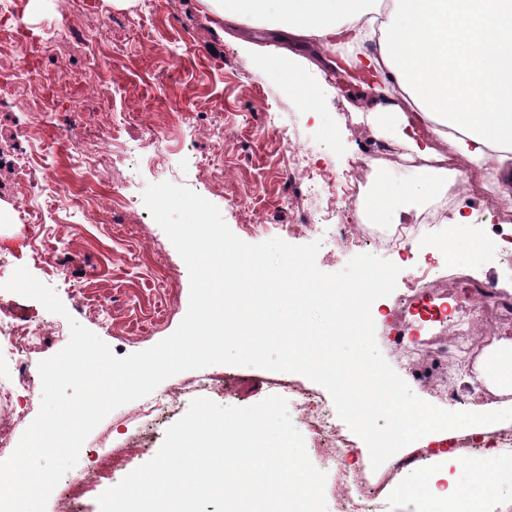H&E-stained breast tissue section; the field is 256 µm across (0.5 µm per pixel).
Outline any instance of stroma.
I'll return each instance as SVG.
<instances>
[{
	"instance_id": "35a3bbf8",
	"label": "stroma",
	"mask_w": 512,
	"mask_h": 512,
	"mask_svg": "<svg viewBox=\"0 0 512 512\" xmlns=\"http://www.w3.org/2000/svg\"><path fill=\"white\" fill-rule=\"evenodd\" d=\"M17 25L27 39L0 42V80L24 68L32 78L19 80L17 104L0 105V274L8 278L26 267L54 288L68 317L97 334L115 356L148 349L172 335L189 304L187 266L144 206L148 184L189 187L215 204L231 231L247 243L279 238L305 245L321 235L304 227V209L330 206L332 198L327 192L306 195L288 144L307 148L311 168L328 179L342 177L358 163L368 166L355 214L373 215L380 224L394 223L393 201L419 174L420 160L402 159L395 151L375 155L377 139L360 117L365 103L359 96L340 92L332 81L320 86L307 75L302 78L307 94L294 92L286 85L287 73L265 68L236 42L220 39L194 0H93L85 13L68 10L66 0H12L9 10H0V28L9 34ZM58 81L66 82L68 94L52 115L41 107L43 90ZM93 85L103 96L89 114L87 89ZM20 152L31 153L55 183L76 194V201L61 203L46 192L31 205L36 221L22 220L8 167ZM463 179L470 190L459 206L474 213L477 228L490 236L496 213L506 208L501 193L478 168L467 169ZM455 254L476 279L512 292V268L502 264L497 251L461 244ZM387 259L400 273L393 294L378 301L379 350L416 396L448 408L440 382L462 384V366L480 354V337L490 329L512 334V315L479 316L466 301L443 297L452 265L440 253L422 251L420 244ZM414 267L436 275L437 285L401 354L393 345L405 326L397 299L406 293ZM0 303L56 332L28 352L31 390L0 392V420L11 425L6 446L12 450L40 409L38 364L67 344L69 326L67 317L17 293L0 292ZM447 307L457 323L453 331L433 318ZM279 379L318 388L298 373L224 364L166 379L152 393L171 402L157 424L139 431L137 400L111 412L86 439L76 466L51 494L47 512H60L73 483L96 467L102 440H109L120 461L109 475L86 486L78 512H100L98 496L157 454L167 428L193 399L250 406L272 395ZM339 429L353 450L333 463L316 448L311 432L303 434L309 459L327 475V512H339L340 498L349 490L342 475L376 484L388 473L384 466L372 468L367 445L347 424Z\"/></svg>"
}]
</instances>
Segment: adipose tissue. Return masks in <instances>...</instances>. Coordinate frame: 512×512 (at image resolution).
<instances>
[{
	"label": "adipose tissue",
	"mask_w": 512,
	"mask_h": 512,
	"mask_svg": "<svg viewBox=\"0 0 512 512\" xmlns=\"http://www.w3.org/2000/svg\"><path fill=\"white\" fill-rule=\"evenodd\" d=\"M197 0L209 25L233 38L245 23L267 40H241L247 52L278 70L311 69L319 76L336 67L339 43L358 44L362 57L356 90L368 95L366 120L390 137L403 157L420 159L422 175L404 186L402 213L422 206L436 189L473 165L487 171L512 205V0ZM448 144L437 153L430 139ZM365 373L382 383L381 398H349V410L365 419L388 415L393 439L377 438L376 453L397 461L417 454L411 473L393 489L419 502V512H487L500 487L512 486V454L498 448L463 462L458 451L430 452L432 442L493 433L502 408L512 407V336L494 341L474 376L496 395L456 413L407 398L381 367L377 352L364 359ZM467 465L460 485L453 468Z\"/></svg>",
	"instance_id": "adipose-tissue-1"
}]
</instances>
